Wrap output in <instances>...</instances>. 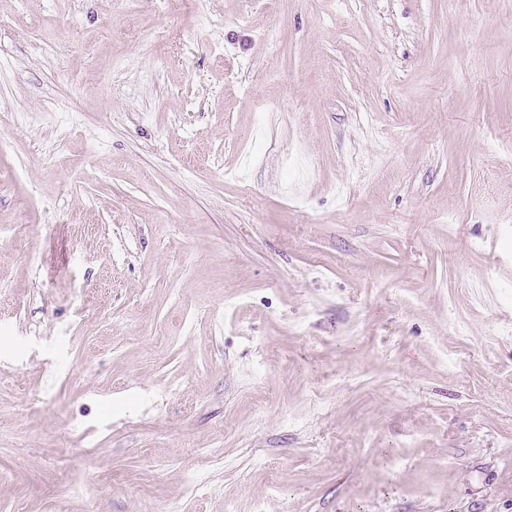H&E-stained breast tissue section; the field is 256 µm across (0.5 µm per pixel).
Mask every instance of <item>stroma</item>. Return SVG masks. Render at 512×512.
<instances>
[{
    "label": "stroma",
    "instance_id": "35a3bbf8",
    "mask_svg": "<svg viewBox=\"0 0 512 512\" xmlns=\"http://www.w3.org/2000/svg\"><path fill=\"white\" fill-rule=\"evenodd\" d=\"M0 107V505L512 512L501 0H0Z\"/></svg>",
    "mask_w": 512,
    "mask_h": 512
}]
</instances>
